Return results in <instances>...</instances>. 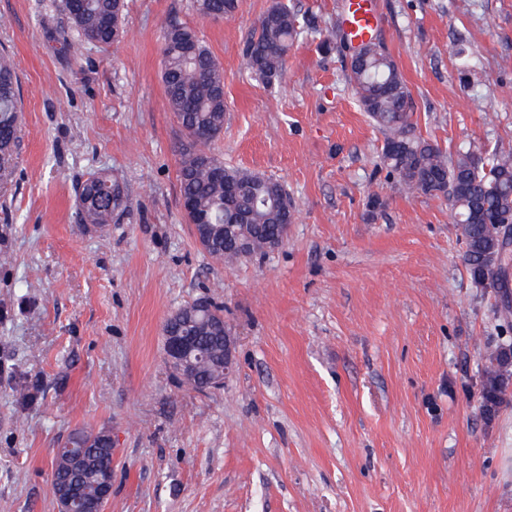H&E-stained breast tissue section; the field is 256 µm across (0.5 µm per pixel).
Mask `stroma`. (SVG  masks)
Masks as SVG:
<instances>
[{
	"label": "stroma",
	"instance_id": "1",
	"mask_svg": "<svg viewBox=\"0 0 512 512\" xmlns=\"http://www.w3.org/2000/svg\"><path fill=\"white\" fill-rule=\"evenodd\" d=\"M273 0L234 18L193 0H126L121 38L74 42L60 0H0L22 142L0 181V512H58L55 448L112 434L104 512H512V402L480 410L488 348L512 339L476 288L444 199L379 164L337 33L345 0H287L303 25L282 79L244 48ZM413 135L453 154L512 150V0H375ZM195 29L224 72L207 152L278 180L294 219L263 256L213 260L181 207L189 144L161 80L162 32ZM117 179L125 206L80 223L78 183ZM224 307L223 388L180 385L163 326Z\"/></svg>",
	"mask_w": 512,
	"mask_h": 512
}]
</instances>
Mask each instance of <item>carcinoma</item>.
Wrapping results in <instances>:
<instances>
[{
    "label": "carcinoma",
    "mask_w": 512,
    "mask_h": 512,
    "mask_svg": "<svg viewBox=\"0 0 512 512\" xmlns=\"http://www.w3.org/2000/svg\"><path fill=\"white\" fill-rule=\"evenodd\" d=\"M62 9L83 40L111 44L124 18V0H61ZM197 13L234 17L239 0H195ZM300 35L298 14L283 0H274L258 21L245 50V65L270 85L282 78L287 57ZM162 83L168 108L192 140L178 169L180 193L192 202L188 223L204 215L221 230L210 238L198 232L202 249L215 261L266 254L267 243L283 236L291 204L281 183L271 177L224 166L219 158L195 147L196 135L211 142L224 132V74L196 32L170 24L163 32ZM348 81L360 108L384 134L381 166L394 174L409 194L448 200L461 228L463 260L473 283L495 293L502 264L512 261L503 249L500 221L512 216V152L496 149L482 155L470 150L450 155L429 139L411 135L414 100L393 56L376 39L361 43L350 62ZM21 103L12 61L0 54V172L11 165L20 146ZM79 220L106 226L123 204V190L107 175L91 174L78 186ZM184 331H194L207 355L205 369L214 376L224 359V318L190 305ZM512 399V341L484 356L480 408L488 420ZM82 449L85 465L72 470L64 455L54 454L52 481L93 486L112 472V435L106 430H78L69 437Z\"/></svg>",
    "instance_id": "obj_1"
}]
</instances>
